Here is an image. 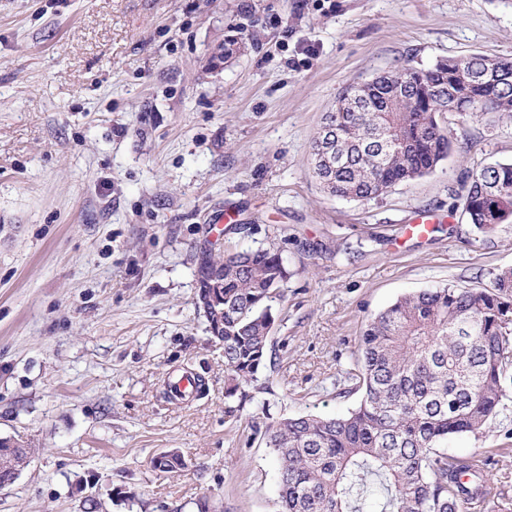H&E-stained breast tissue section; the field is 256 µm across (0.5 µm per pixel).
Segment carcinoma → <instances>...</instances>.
<instances>
[{
  "label": "carcinoma",
  "instance_id": "cac0c4a2",
  "mask_svg": "<svg viewBox=\"0 0 512 512\" xmlns=\"http://www.w3.org/2000/svg\"><path fill=\"white\" fill-rule=\"evenodd\" d=\"M489 61L467 58L462 81L449 62L414 71L398 88L377 80L363 111L337 106L331 152L314 172L342 199L366 200L431 173L452 149L440 116L456 97L488 123L512 120V78H485ZM448 85L446 99L433 85ZM461 214L479 234L512 220V164L472 173L459 195ZM224 263L226 395L257 380L271 345V302L288 278L281 249L270 246L208 259ZM347 393L357 406L336 417L282 416L262 439L278 456L276 512H467L482 492L483 471L442 450L454 435H483L512 399V268L489 288H430L396 300L362 332Z\"/></svg>",
  "mask_w": 512,
  "mask_h": 512
}]
</instances>
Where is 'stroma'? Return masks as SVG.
I'll return each mask as SVG.
<instances>
[{"mask_svg":"<svg viewBox=\"0 0 512 512\" xmlns=\"http://www.w3.org/2000/svg\"><path fill=\"white\" fill-rule=\"evenodd\" d=\"M473 54L512 60V0H0V438L29 447L0 512H275L269 419L346 414L368 318L512 267V222L484 239L452 208L512 163V123L444 113L448 157L368 200L311 165L346 88ZM272 244L291 276L243 402L198 264ZM446 450L493 490L468 512H512V402Z\"/></svg>","mask_w":512,"mask_h":512,"instance_id":"35a3bbf8","label":"stroma"}]
</instances>
